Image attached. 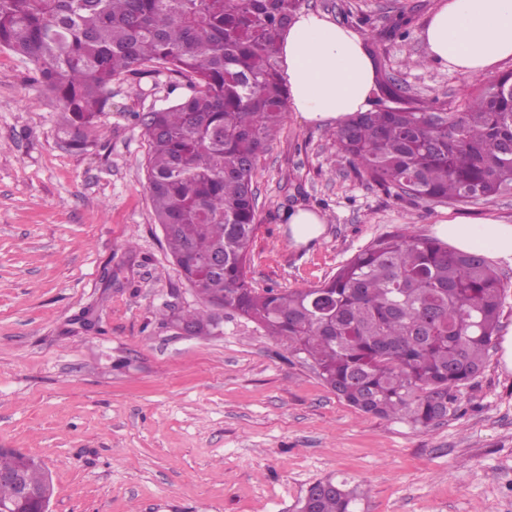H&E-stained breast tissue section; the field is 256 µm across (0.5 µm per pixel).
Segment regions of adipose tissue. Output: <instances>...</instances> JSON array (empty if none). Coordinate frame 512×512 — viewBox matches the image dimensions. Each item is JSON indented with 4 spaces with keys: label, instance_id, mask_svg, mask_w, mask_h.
Returning a JSON list of instances; mask_svg holds the SVG:
<instances>
[{
    "label": "adipose tissue",
    "instance_id": "ef3b65f1",
    "mask_svg": "<svg viewBox=\"0 0 512 512\" xmlns=\"http://www.w3.org/2000/svg\"><path fill=\"white\" fill-rule=\"evenodd\" d=\"M422 37L432 61L463 78L488 75L512 59V0H441ZM290 105L305 121H342L366 111L376 70L352 30L314 12H299L282 42ZM458 250L481 251L512 265V224L455 218L436 226Z\"/></svg>",
    "mask_w": 512,
    "mask_h": 512
}]
</instances>
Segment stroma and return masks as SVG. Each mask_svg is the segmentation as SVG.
Wrapping results in <instances>:
<instances>
[{
  "instance_id": "obj_1",
  "label": "stroma",
  "mask_w": 512,
  "mask_h": 512,
  "mask_svg": "<svg viewBox=\"0 0 512 512\" xmlns=\"http://www.w3.org/2000/svg\"><path fill=\"white\" fill-rule=\"evenodd\" d=\"M437 4L301 7L357 33L379 82L454 108L473 87L426 60ZM188 92L163 68L113 80L97 140L80 151L60 137L61 105L32 65L0 48V448L44 460L51 512H299L328 479L356 489L357 512H512L511 265L496 266V346L459 415L427 429L348 406L245 318L225 315L214 336L163 323L199 299L155 222L136 116ZM333 131L287 112L260 159L253 288L319 285L378 237L432 238L446 218L512 224L511 194L432 204L369 185L338 162ZM300 206L325 219L307 245L286 219Z\"/></svg>"
}]
</instances>
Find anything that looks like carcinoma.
I'll use <instances>...</instances> for the list:
<instances>
[{"label": "carcinoma", "instance_id": "cac0c4a2", "mask_svg": "<svg viewBox=\"0 0 512 512\" xmlns=\"http://www.w3.org/2000/svg\"><path fill=\"white\" fill-rule=\"evenodd\" d=\"M300 0H0V46L34 66L64 113L68 145L92 146L109 87L164 67L192 93L144 117L148 192L182 277L200 304L180 315L209 336L213 305L256 323L358 411L427 428L455 416L499 327L504 285L478 252L405 234L377 238L319 286L262 292L247 280L258 229L254 177L283 123L278 47ZM512 73L475 80L457 110L385 84L386 104L340 122L336 157L371 185L428 203L512 194ZM224 259L201 275L204 258ZM0 470L41 486L24 453ZM344 481L310 488L300 512H355Z\"/></svg>", "mask_w": 512, "mask_h": 512}]
</instances>
